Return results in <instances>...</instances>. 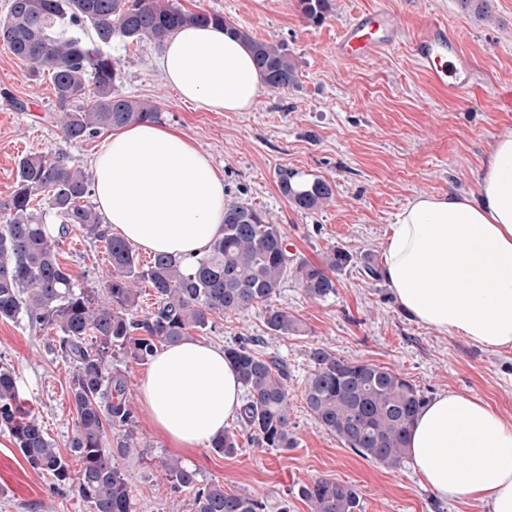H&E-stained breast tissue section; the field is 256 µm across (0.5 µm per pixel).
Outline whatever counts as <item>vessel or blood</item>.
Here are the masks:
<instances>
[{
  "instance_id": "obj_1",
  "label": "vessel or blood",
  "mask_w": 512,
  "mask_h": 512,
  "mask_svg": "<svg viewBox=\"0 0 512 512\" xmlns=\"http://www.w3.org/2000/svg\"><path fill=\"white\" fill-rule=\"evenodd\" d=\"M400 28L399 19L383 10L354 16L341 26L334 52L343 60L377 56L395 45ZM412 52L434 84L452 93L469 88L473 76L471 62L446 23H427L413 39Z\"/></svg>"
}]
</instances>
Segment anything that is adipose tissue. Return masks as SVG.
I'll list each match as a JSON object with an SVG mask.
<instances>
[{"mask_svg": "<svg viewBox=\"0 0 512 512\" xmlns=\"http://www.w3.org/2000/svg\"><path fill=\"white\" fill-rule=\"evenodd\" d=\"M157 65L179 100L197 110L248 111L264 87L249 50L211 25L170 34ZM91 169L97 210L127 242L186 258L222 236L224 178L177 130L156 123L115 128ZM479 182L476 197L422 194L405 206L384 270L415 320L497 351L512 346V131L496 137ZM138 399L172 447L192 451L223 435L242 410L243 391L222 347L187 338L158 349ZM408 448L440 497L512 512V421L486 402L437 396L417 415Z\"/></svg>", "mask_w": 512, "mask_h": 512, "instance_id": "obj_1", "label": "adipose tissue"}]
</instances>
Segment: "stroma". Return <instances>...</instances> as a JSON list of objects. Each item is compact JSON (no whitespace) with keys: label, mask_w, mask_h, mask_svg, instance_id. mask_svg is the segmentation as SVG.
<instances>
[{"label":"stroma","mask_w":512,"mask_h":512,"mask_svg":"<svg viewBox=\"0 0 512 512\" xmlns=\"http://www.w3.org/2000/svg\"><path fill=\"white\" fill-rule=\"evenodd\" d=\"M191 12H217L271 43H284L299 61L296 82L263 89L247 112H199L166 84L155 46L113 41L107 52L120 69L118 91L150 102L160 122L180 128L210 154L224 178L227 201H245L280 224L296 259L322 263L334 246L353 254L337 275L336 294L306 297L295 278L281 283L275 306L299 318L298 336H274L264 312L255 308L218 318L206 343L227 345L258 339V352L288 368L294 448H263L241 421L229 428L239 449L234 456L201 448L175 455L143 414L137 389L145 366L112 353L109 368L126 381L139 456L119 460L131 487L134 512H193L188 494H174L159 476L163 459L179 457L200 483L223 482L229 492L262 501L265 512H309L300 486L317 479L355 486L362 512H486L479 504L441 498L424 485L412 465L397 470L356 455L310 416L303 390L311 370L309 352L320 347L349 361H366L407 376L428 397L453 391L478 397L512 419V348L487 351L461 336L444 335L399 305L388 281L362 276L360 259H383L396 214L416 195H478L477 174L495 138L512 130V108L496 106L490 90L512 91V0H490L488 14L461 7L459 0H331L321 25L303 16L298 0H178ZM384 10L399 17L404 37L371 59L342 61L333 53L337 29L353 16ZM432 20L454 27L471 60L475 80L452 94L434 84L416 64L411 41ZM23 100L15 110L0 97V202L8 201L17 164L29 154H66L83 170L105 137L75 143L61 133L49 78L32 76L0 45V90ZM296 181L317 179L334 187L332 200L313 211L297 209L278 186L280 170ZM59 259L76 282L102 288L110 269L103 243L69 228L56 239ZM57 333L0 320V364L15 371L19 395L41 421L48 439L68 453L77 416L70 399L71 368L54 345ZM0 512H91L74 495L50 489V478L32 469L0 431Z\"/></svg>","instance_id":"1"}]
</instances>
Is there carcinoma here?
Wrapping results in <instances>:
<instances>
[{
  "mask_svg": "<svg viewBox=\"0 0 512 512\" xmlns=\"http://www.w3.org/2000/svg\"><path fill=\"white\" fill-rule=\"evenodd\" d=\"M305 18L321 23L330 0H299ZM212 23L241 39L251 51L265 83L280 89L296 82L298 61L282 44L254 39L229 24L220 13L191 12L173 0H12L0 19V41L26 64L34 76H52L58 125L65 138L83 141L133 123H154L157 109L116 92L120 73L112 56L99 49L119 39L137 45L160 42L188 25ZM95 34L87 44L85 27ZM293 174H279V188L296 208L316 210L334 194L325 180L301 187ZM91 195L89 176L63 154L29 155L19 160L13 193L0 208L9 211L0 226V320L25 321L36 330H57L56 350L74 364L70 398L77 426L69 441L80 470L46 437L38 417L20 403L11 368L0 366V430L8 433L27 463L49 475L54 489L73 492L92 512H133L125 473L115 458L139 454L132 431L133 414L123 399L125 380L109 370L112 350L133 362L148 364L158 344H176L213 325V317H231L252 308L265 313L274 336L299 332L300 323L272 305L283 279L293 274L304 294L325 300L336 294V273L353 260L345 249L332 247L322 264L294 261L288 255L280 225L253 205H226L223 235L208 251L185 263L156 254L140 265L124 239L108 234ZM43 198L59 220L58 232L77 226L106 244L111 269L105 297L80 287L61 264L55 237L34 201ZM364 274L383 279L376 259L362 258ZM154 289V307L141 319L130 315L137 306V284ZM238 370L245 392L241 419L250 437L263 448L295 445L290 422L288 372L277 360L261 355L245 342L224 347ZM312 369L304 398L313 420L361 457L387 469L408 458L411 428L427 396L401 373L365 361H347L323 349L309 353ZM113 441H108V433ZM236 435L211 444L217 454L238 451ZM164 479L175 493L192 495L194 512H264L248 494L228 493L224 484H200L197 473L177 459L162 461ZM310 512H361L358 490L348 484L315 480L299 488Z\"/></svg>",
  "mask_w": 512,
  "mask_h": 512,
  "instance_id": "1",
  "label": "carcinoma"
}]
</instances>
